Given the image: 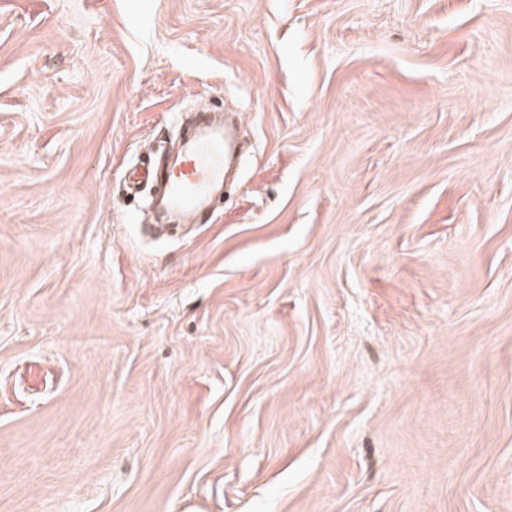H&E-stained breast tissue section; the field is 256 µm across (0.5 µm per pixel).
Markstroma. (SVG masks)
I'll return each instance as SVG.
<instances>
[{
    "label": "stroma",
    "mask_w": 512,
    "mask_h": 512,
    "mask_svg": "<svg viewBox=\"0 0 512 512\" xmlns=\"http://www.w3.org/2000/svg\"><path fill=\"white\" fill-rule=\"evenodd\" d=\"M0 512H512V0H0ZM238 143L234 124L218 122L214 112H197L183 151L155 168L133 169L128 175V189L134 191L154 181L163 186L168 207L194 217L235 172Z\"/></svg>",
    "instance_id": "obj_1"
}]
</instances>
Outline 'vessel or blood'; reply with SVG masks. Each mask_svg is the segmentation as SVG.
Returning <instances> with one entry per match:
<instances>
[{
    "instance_id": "b4317fda",
    "label": "vessel or blood",
    "mask_w": 512,
    "mask_h": 512,
    "mask_svg": "<svg viewBox=\"0 0 512 512\" xmlns=\"http://www.w3.org/2000/svg\"><path fill=\"white\" fill-rule=\"evenodd\" d=\"M239 157L236 127L220 123L214 113H197L182 152L155 168L138 167L128 175L129 190L153 181L163 187L168 207L198 215L223 188Z\"/></svg>"
}]
</instances>
